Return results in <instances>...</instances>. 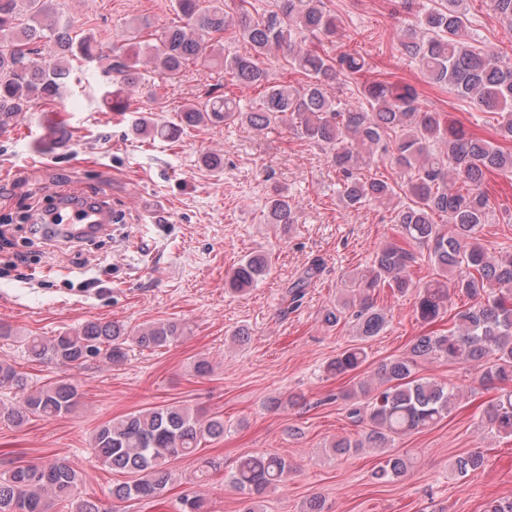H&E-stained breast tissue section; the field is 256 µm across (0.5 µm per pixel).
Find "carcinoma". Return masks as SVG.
<instances>
[{
  "label": "carcinoma",
  "instance_id": "carcinoma-1",
  "mask_svg": "<svg viewBox=\"0 0 512 512\" xmlns=\"http://www.w3.org/2000/svg\"><path fill=\"white\" fill-rule=\"evenodd\" d=\"M59 4L0 0V128L24 119L37 103H55L77 55L111 87L105 96L114 112L130 111L140 89L160 102V84L174 81L191 65L216 70L237 88H263L262 95L245 103L228 94L209 96L183 105L175 122L139 121L136 133L173 139L200 125L240 122L263 130L287 121L301 137L329 147L330 162L342 176L344 207L392 205L405 241L428 249L435 273L417 282L414 249L385 245L370 267L351 278L353 299L326 310L325 324L351 319L360 339L379 335L387 317L374 301L378 288L414 295L416 318L427 324L446 312L449 291L471 301L453 317L448 332L416 337L407 356L380 363L371 377L342 395L347 417L367 429L359 439L332 443L334 455L370 448L380 457L377 480L395 483L407 475V459L391 451L395 440L439 424L450 415L457 396L453 385L417 376L421 361L475 365L482 386L512 381V253L491 257L479 238L490 212L482 189L486 174L512 173V152L466 133L440 112L420 109L408 85L362 80L370 64L360 52L332 55L310 47L307 40L321 42L336 34V16L323 0H273V8L263 12L253 10L252 0H172L181 24L145 39L147 25L132 21L107 51L90 36L74 41ZM468 23L465 0H426L416 22L402 30L400 46L427 79L499 115L501 136L512 139V63L483 48ZM238 40L249 45V53H224V44ZM42 42L55 47L53 58L43 65L32 58ZM273 50L282 53L285 70L304 77L302 84L270 81L265 59ZM340 77L358 85L357 101L330 98L328 84ZM383 155L408 174L403 202L394 203L400 193L372 173L375 158ZM295 210V198L285 189L268 197L271 224L295 223ZM437 213L450 227L435 222ZM269 265L268 255H249L232 270L228 287L235 293L256 287ZM320 270L318 263L305 270L291 288L292 299L302 296L304 285ZM184 332L185 326L172 320L133 331L112 321H88L50 338L20 336L18 343L31 360L50 359L70 370L98 356L119 363L131 345L162 348ZM367 358L365 348L353 344L330 359L325 370L346 375ZM2 390L12 393L13 401L0 400V421L17 428L32 417L68 415L80 399L68 380L32 385L6 361L0 362ZM483 416L490 429L512 436V391L491 400ZM223 436L224 417L165 404L112 420L94 433L92 448L105 466L129 475L112 485V502L121 503L158 497L177 481L172 460L193 455L202 443ZM483 463V453L475 450L457 459L454 470L463 476ZM290 470L288 459L278 454L239 458L229 484L245 495L241 512H264L266 496L287 481ZM78 483L77 473L58 459L15 466L0 473V512H50L55 502L70 503L73 512H104L98 500L78 494ZM180 505L179 512H210L203 495L187 494Z\"/></svg>",
  "mask_w": 512,
  "mask_h": 512
}]
</instances>
